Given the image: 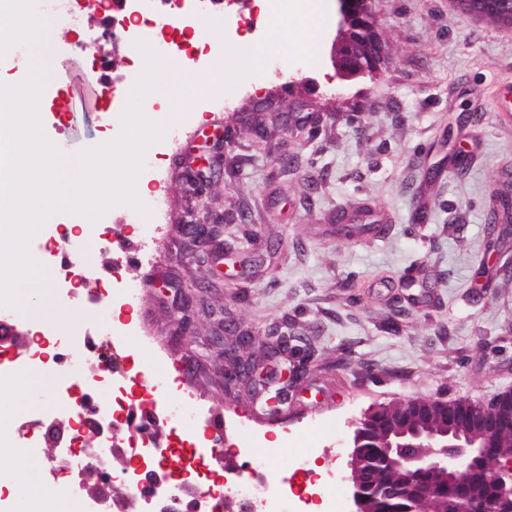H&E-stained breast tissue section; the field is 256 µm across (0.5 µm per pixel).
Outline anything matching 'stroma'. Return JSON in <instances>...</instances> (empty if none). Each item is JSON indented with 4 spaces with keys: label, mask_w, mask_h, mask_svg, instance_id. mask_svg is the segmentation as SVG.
I'll use <instances>...</instances> for the list:
<instances>
[{
    "label": "stroma",
    "mask_w": 512,
    "mask_h": 512,
    "mask_svg": "<svg viewBox=\"0 0 512 512\" xmlns=\"http://www.w3.org/2000/svg\"><path fill=\"white\" fill-rule=\"evenodd\" d=\"M383 56L374 74L341 81L333 44L336 0H324L313 62L280 56L240 71L218 109L198 99L181 112L176 137L159 135L138 172L165 201L160 218L120 203L100 216L109 243L67 240L65 226L91 219L59 210L28 244L45 259L64 249L98 289L65 302L74 328L116 364L131 366L126 340H113L117 308L100 286L138 288L134 336H148L141 366L156 380L176 372L169 400L194 397L203 435L217 439L211 469L242 467L288 476L294 455L310 468L347 474L351 423L371 407L413 398L488 402L512 390V231L500 223V198L512 193V116L499 110L512 89V30L464 18L449 0H373ZM50 91L38 112L44 137L64 157L119 138L99 131L103 110L127 105L143 74L136 44L108 38L110 12L50 16ZM89 52H82V45ZM317 114L312 137L288 124ZM268 135L256 139L253 116ZM213 164L203 198L188 180L196 157ZM223 217L208 246L188 243L190 210ZM425 223H414L418 211ZM189 288L192 326L181 333L170 308ZM227 309L240 328L265 341L288 331L312 347L311 363L282 415L224 385V363L209 349ZM25 393L0 388V415L27 436L0 446V476L19 477L26 494L60 498L69 469L63 449L47 454L52 421H67L52 374ZM249 439L256 455L234 449Z\"/></svg>",
    "instance_id": "obj_1"
}]
</instances>
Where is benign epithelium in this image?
Masks as SVG:
<instances>
[{
  "mask_svg": "<svg viewBox=\"0 0 512 512\" xmlns=\"http://www.w3.org/2000/svg\"><path fill=\"white\" fill-rule=\"evenodd\" d=\"M372 0H336L338 34L335 43L336 76L342 81L363 77L376 68L381 58V45L374 16ZM455 9L463 15L499 24L512 29V0H451ZM186 238L205 240L210 236L208 219L196 212L182 224ZM295 337L283 332L265 342L267 361L258 363L240 355L255 342V336L226 323L224 324V384L229 388L251 387L278 381L282 384L273 397L275 414L282 410L279 404L288 402L293 383L306 372L301 364L291 371H278L273 366L278 358L288 355V348ZM500 407V421H488L483 417L484 403L469 399L435 400L416 398L408 401V411L415 415L441 414L444 421L437 428L416 427L412 430L385 425L368 434L366 430L375 425L382 407L364 414L357 421L354 431V449L348 463L354 510L372 512L362 479L382 469L402 473L401 484L388 483L380 486L385 494L408 492L413 498L411 512H429L428 505L437 497L438 488H465L470 483L473 465L485 459L483 479L497 490L493 498H477L472 501L469 512H512V444L497 445V432L502 422H512V390L495 397ZM156 422L149 415L138 416L136 409L128 414L130 435L146 437ZM377 444L382 454L377 458L367 455L364 442ZM169 483L163 472H148L140 481L147 494Z\"/></svg>",
  "mask_w": 512,
  "mask_h": 512,
  "instance_id": "1",
  "label": "benign epithelium"
}]
</instances>
